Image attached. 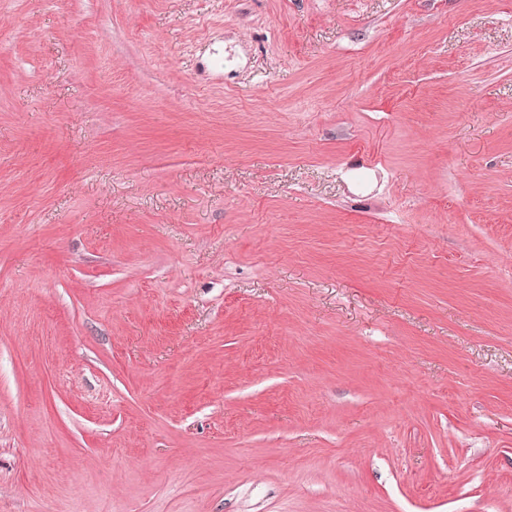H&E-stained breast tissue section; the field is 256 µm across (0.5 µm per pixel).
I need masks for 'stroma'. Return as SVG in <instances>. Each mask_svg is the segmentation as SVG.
I'll use <instances>...</instances> for the list:
<instances>
[{"mask_svg": "<svg viewBox=\"0 0 512 512\" xmlns=\"http://www.w3.org/2000/svg\"><path fill=\"white\" fill-rule=\"evenodd\" d=\"M0 512H512V0H0Z\"/></svg>", "mask_w": 512, "mask_h": 512, "instance_id": "stroma-1", "label": "stroma"}]
</instances>
